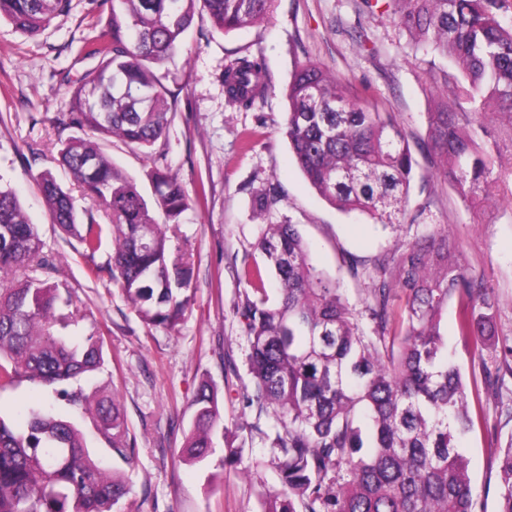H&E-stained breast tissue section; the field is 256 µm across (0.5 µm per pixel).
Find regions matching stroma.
<instances>
[{"label":"stroma","mask_w":512,"mask_h":512,"mask_svg":"<svg viewBox=\"0 0 512 512\" xmlns=\"http://www.w3.org/2000/svg\"><path fill=\"white\" fill-rule=\"evenodd\" d=\"M104 21L89 0H73L70 13L36 38L0 21V183L17 193L38 224L61 280L87 314L68 335L94 331L103 340L105 365L92 382L116 390L135 438L134 461L125 473L137 512H264L261 491L278 482L264 464L270 451L261 436L244 429L254 421L267 429L272 422L257 420L255 409L243 401L248 345L234 312L244 289L243 267L252 260L260 230L253 200L267 183H278L284 194L271 222L297 224L331 274H338L344 253L386 254L403 240L447 225L449 238L483 276L497 305L494 343L474 338L458 347L450 314L444 320L448 344L467 373L478 375L495 365L498 345L512 343V207L463 201L435 167L423 163L411 191L412 204L429 205L423 223L382 226L323 200L290 151L283 131L288 83L295 68L309 60L396 112L406 132L426 133V114L439 91L420 79V60L389 19L368 12L361 0H277L271 16L252 27L189 33L187 53L157 71L178 101L169 135L153 151L165 154L171 174L194 195L179 225L180 238L194 253L190 310L174 328L152 327L116 286L89 279L73 243L53 224L36 177L45 169L65 175L52 146L51 120L68 108L64 79L94 70L84 39ZM257 53L271 89L245 110L228 101L224 68ZM106 151L120 171L136 179L142 194L151 196L145 176L150 159L117 139ZM204 383L217 394L226 435L209 463L189 464L178 455L193 423L194 395ZM480 398L488 423L476 426L464 451L477 497L485 512H495L499 478L491 447L512 440V377L498 390H481ZM51 400L47 390L24 382L0 392V415L20 424L29 407ZM228 454L234 457L229 464L223 461Z\"/></svg>","instance_id":"35a3bbf8"}]
</instances>
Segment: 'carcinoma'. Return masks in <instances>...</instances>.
Instances as JSON below:
<instances>
[{"mask_svg":"<svg viewBox=\"0 0 512 512\" xmlns=\"http://www.w3.org/2000/svg\"><path fill=\"white\" fill-rule=\"evenodd\" d=\"M72 0H0V19L34 38L71 10ZM104 27L85 39L98 67L67 84L69 108L58 119V163L84 190L78 211L50 169L38 177L53 223L73 238L94 279L106 272L137 316L173 327L190 304L192 254L172 251L168 232L189 207L186 186L164 156L146 177L150 199L118 170L103 142L118 138L145 153L168 136L176 98L155 68L186 52V36L209 25L229 32L265 19L275 0H101ZM384 9L408 44L427 56L425 80L449 92L427 113L425 137L399 125L396 113L362 101L344 80L306 62L288 85L285 134L311 186L343 211L381 224L411 210L419 159L465 200L498 196L512 204V0H363ZM229 102L251 107L270 90L263 57L224 68ZM502 117L498 133L485 124ZM282 201L269 183L255 195L259 215ZM165 221L159 223L156 213ZM112 253L97 261L107 242ZM261 261L244 270L235 306L249 344L251 389L246 405L279 428L247 425L271 448L279 485L262 492L264 512H476L462 441L484 421L472 411L469 381L441 329L452 304L458 336L494 335L496 303L461 263L448 230L404 241L374 258L346 253L342 272L366 285L356 308L339 282L321 270L298 225L267 224L256 245ZM58 272L37 225L16 194L0 186V391L23 381L48 390L88 419L123 463H133L123 407L101 386L72 388L104 366V345L91 333L75 343L62 331L84 320L64 284L30 274ZM273 275L278 287H266ZM68 308L67 313L60 309ZM512 375L504 347L492 386ZM196 415L180 459L200 463L214 453L224 427L215 392L193 399ZM498 512H512V441L494 450ZM124 473L104 468L81 429L54 405L30 410L19 430L0 415V512H131Z\"/></svg>","mask_w":512,"mask_h":512,"instance_id":"cac0c4a2","label":"carcinoma"}]
</instances>
